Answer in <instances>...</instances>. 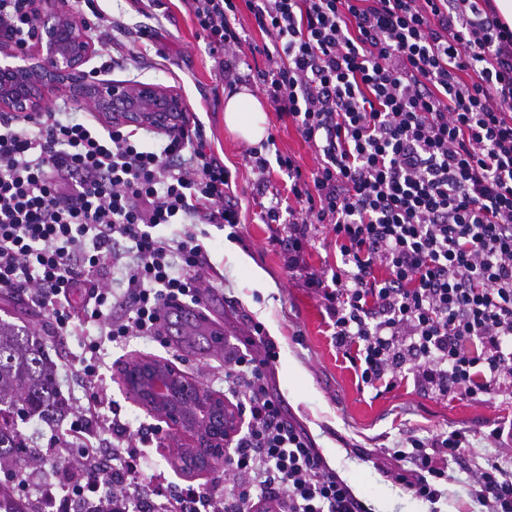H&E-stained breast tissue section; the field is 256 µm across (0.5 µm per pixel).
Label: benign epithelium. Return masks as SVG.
Returning a JSON list of instances; mask_svg holds the SVG:
<instances>
[{"instance_id":"7a95c632","label":"benign epithelium","mask_w":512,"mask_h":512,"mask_svg":"<svg viewBox=\"0 0 512 512\" xmlns=\"http://www.w3.org/2000/svg\"><path fill=\"white\" fill-rule=\"evenodd\" d=\"M31 9L40 25L30 43L0 37V112L34 116L64 89L74 100L91 104L110 125L173 132L183 124L188 108L177 91L136 80H101L85 70L97 54L92 28L61 0H31ZM126 375L140 388L141 401L164 407L166 420L178 426L202 423L195 451L182 457L186 469L207 468L224 458L227 440L240 428L224 397L198 381L188 388L174 366L156 360L138 362Z\"/></svg>"}]
</instances>
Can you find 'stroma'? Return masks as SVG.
Instances as JSON below:
<instances>
[{
	"instance_id": "stroma-1",
	"label": "stroma",
	"mask_w": 512,
	"mask_h": 512,
	"mask_svg": "<svg viewBox=\"0 0 512 512\" xmlns=\"http://www.w3.org/2000/svg\"><path fill=\"white\" fill-rule=\"evenodd\" d=\"M74 12L94 20L96 15L123 20L122 29L104 42L89 66L100 78L139 80L172 88L182 94L190 113L204 125L206 141L232 173L230 197L238 210L237 239L210 224L196 225L204 244L212 280L204 294L207 319L196 335L169 327L163 341L132 337L103 340L100 354L106 366L98 383L104 399L98 418L119 415L132 431L145 433L140 446L146 475L158 476L168 488L192 485L204 492L223 493L224 467L190 475L174 458L181 436L165 426L160 439L147 433L158 417L140 405L124 383L127 363L141 357L173 362L211 391H224V352L211 347L214 330L240 347L251 344L253 324H262L278 346L272 362L271 390L280 397L288 418L302 426L325 462L371 512H423L424 502L387 480L370 462L383 448H399L407 436L424 439L440 431L466 432L469 448L450 463L452 476L443 485L434 512H481L470 494L468 471L495 450L485 440L493 425L512 417V402L495 397L487 402L446 400L424 396L412 380H402L389 392L362 388L354 369L337 353L320 298L289 273L283 231L259 218L261 196L257 174L245 157L247 142L224 127L227 87L219 79L207 41L182 0H77ZM268 133L282 155L303 171L316 166L315 153L295 125L267 109ZM29 328L41 336L54 363V383L68 413L49 422L32 416L17 429L29 447L58 453L74 413L86 412L87 394L77 385L73 366L84 350L82 337L57 336L47 308L32 293L0 291V321Z\"/></svg>"
}]
</instances>
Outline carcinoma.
<instances>
[{
	"mask_svg": "<svg viewBox=\"0 0 512 512\" xmlns=\"http://www.w3.org/2000/svg\"><path fill=\"white\" fill-rule=\"evenodd\" d=\"M53 373L36 332L0 322V471L15 470L20 460H39V453L20 438L18 418L37 414L53 420L64 415Z\"/></svg>",
	"mask_w": 512,
	"mask_h": 512,
	"instance_id": "carcinoma-1",
	"label": "carcinoma"
}]
</instances>
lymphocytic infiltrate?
I'll return each instance as SVG.
<instances>
[{
	"mask_svg": "<svg viewBox=\"0 0 512 512\" xmlns=\"http://www.w3.org/2000/svg\"><path fill=\"white\" fill-rule=\"evenodd\" d=\"M259 31L262 90L315 149L304 175L277 156L296 205L270 201L297 269L312 225L341 256L306 286L361 384L401 373L439 397L512 389V28L488 0H245ZM225 84L244 40L234 0H183ZM28 0H0V35L28 41ZM231 174L200 121L147 146L140 129L13 115L0 121V290L32 288L57 335L161 338L163 307L199 303L207 252L193 227H237ZM178 232L165 233V226ZM120 276L121 292L99 283ZM88 284L81 310L73 288ZM121 316H113L114 308ZM232 354L224 383L248 421L225 462L219 512H368L268 387L276 346ZM470 473L485 512H512V425ZM467 442L440 433L387 449L392 483L436 502Z\"/></svg>",
	"mask_w": 512,
	"mask_h": 512,
	"instance_id": "obj_1",
	"label": "lymphocytic infiltrate"
}]
</instances>
